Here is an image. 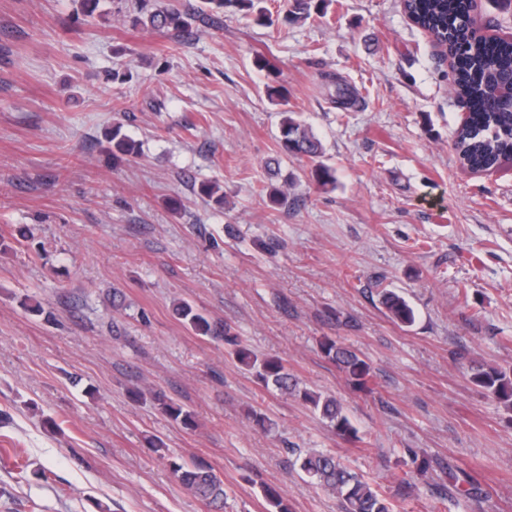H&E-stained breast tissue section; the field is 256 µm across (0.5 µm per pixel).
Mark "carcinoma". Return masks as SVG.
<instances>
[{
	"label": "carcinoma",
	"instance_id": "carcinoma-1",
	"mask_svg": "<svg viewBox=\"0 0 512 512\" xmlns=\"http://www.w3.org/2000/svg\"><path fill=\"white\" fill-rule=\"evenodd\" d=\"M327 0H295L296 11L284 16L283 21L294 22L308 17L311 11L322 12ZM241 9L249 12L259 25H271L268 12L257 6L258 0H237ZM137 14L130 18L134 27L153 29H184L191 15L175 10L159 9L151 0H136ZM405 10L415 23L439 41L456 46L457 63L454 87L468 112L467 121L457 130L455 147L460 162L472 170H491L503 158L512 157V104L496 96V90L512 84V41L494 42L476 39L471 26L462 21L468 15L467 0H404ZM112 157L135 158L140 154L139 144L121 133V127L112 130ZM279 149L291 156L310 159L324 155L321 141L309 131L293 113L285 111ZM311 176L324 185L335 184V170L318 163L311 169ZM380 302L390 318L403 326L416 320L415 309L401 295L384 290ZM175 313L197 335L222 342L231 348V354L264 386H272L284 394L298 395L318 413L341 438L358 439L359 430L353 424L341 403L334 397L302 389L297 377L278 358L257 359L242 346L224 323L210 321L185 301L175 304ZM324 355L333 361L348 383L356 389L368 390L373 382L369 363L353 349L326 337L320 343ZM469 381L491 395L504 410L512 412V372L495 365H475L470 368ZM160 410L175 421L188 426L193 424V414L183 406L155 397ZM300 470L325 490L341 500L342 512H393V503L368 481L352 472L340 458L328 453H307L298 458ZM172 472L188 490L211 504L224 501V481L207 465L196 462L190 466L173 461ZM268 505L267 512H289V507L278 490L263 488Z\"/></svg>",
	"mask_w": 512,
	"mask_h": 512
}]
</instances>
